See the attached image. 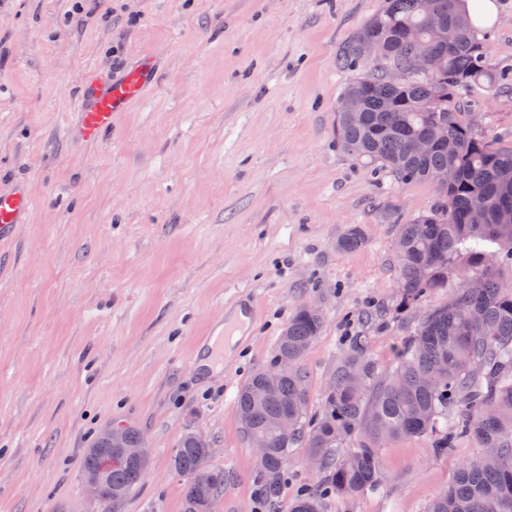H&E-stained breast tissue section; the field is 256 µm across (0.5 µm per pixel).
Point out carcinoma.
<instances>
[{
  "mask_svg": "<svg viewBox=\"0 0 512 512\" xmlns=\"http://www.w3.org/2000/svg\"><path fill=\"white\" fill-rule=\"evenodd\" d=\"M458 0H432L440 26L452 25L456 39L436 38L424 0H386L343 50V64L365 58L364 45L376 40L381 52L374 72L349 84L341 98L356 95L362 107L354 116L336 108V138L343 150L369 165H381L405 184L434 183L452 168L455 180L438 188L442 203L401 225L394 253L399 268L401 304L416 305L448 282V269L465 259L482 288L462 287L447 303L426 312L414 334L398 351L389 369L377 371L366 356L362 337L347 344L325 393L322 415L303 421L307 401L304 375L296 369L271 376L253 373L239 391V419L253 441L266 446L259 461L261 492L278 497L288 448L302 438L313 465L339 499L353 498L380 485L378 449L385 438L426 436L437 454H448L466 438L492 452L473 467L460 465L455 482L439 493L428 512H512V285L493 275L498 260H512V146L492 147L454 101L461 90L498 86L488 52L457 9ZM444 60L441 73L430 76L414 68L420 50ZM403 70L408 79L392 84L388 72ZM456 141L457 152L435 146L421 156L416 140ZM484 199L482 221L470 217L473 197ZM364 243L357 228L338 242L342 251ZM497 246L494 252L488 251ZM322 326L320 313L298 310L279 337L273 361L300 358ZM271 386L260 398L253 390L267 377ZM290 432L279 430L283 417ZM354 440L341 458L332 449ZM202 437L184 435L172 456V467L186 477V512H214L224 472L209 466ZM148 461L125 457L106 477L104 509L141 479ZM321 496L294 501L289 512H321Z\"/></svg>",
  "mask_w": 512,
  "mask_h": 512,
  "instance_id": "obj_1",
  "label": "carcinoma"
}]
</instances>
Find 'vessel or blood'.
<instances>
[{"instance_id":"vessel-or-blood-1","label":"vessel or blood","mask_w":512,"mask_h":512,"mask_svg":"<svg viewBox=\"0 0 512 512\" xmlns=\"http://www.w3.org/2000/svg\"><path fill=\"white\" fill-rule=\"evenodd\" d=\"M147 77L146 68L132 69L122 80L101 84L96 76H89L83 85L82 135L96 140L111 127L112 115L124 111L139 95ZM30 204L28 191L18 186L12 191L0 192V231L13 227Z\"/></svg>"}]
</instances>
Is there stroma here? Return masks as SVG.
I'll return each mask as SVG.
<instances>
[{
	"label": "stroma",
	"mask_w": 512,
	"mask_h": 512,
	"mask_svg": "<svg viewBox=\"0 0 512 512\" xmlns=\"http://www.w3.org/2000/svg\"><path fill=\"white\" fill-rule=\"evenodd\" d=\"M478 32L500 90L458 100L466 120L512 145V0ZM385 0H0V190L25 184L31 207L0 241V512H98L83 456L101 432L132 426L148 466L114 512H184L171 457L184 433L212 448L224 485L215 512H288L317 487L303 442L289 450L276 504L236 399L270 365L302 306L323 323L299 365L307 418L323 410L347 337L389 368L423 313L473 271L404 309L393 244L434 207L427 182L397 183L336 142L352 36ZM149 85L95 144L76 140L87 76L118 78L142 58ZM358 227L364 243L340 251ZM249 295L255 314L215 374L199 362L224 313ZM463 441L380 450L377 491L328 496L323 512H426L461 462Z\"/></svg>",
	"instance_id": "35a3bbf8"
}]
</instances>
